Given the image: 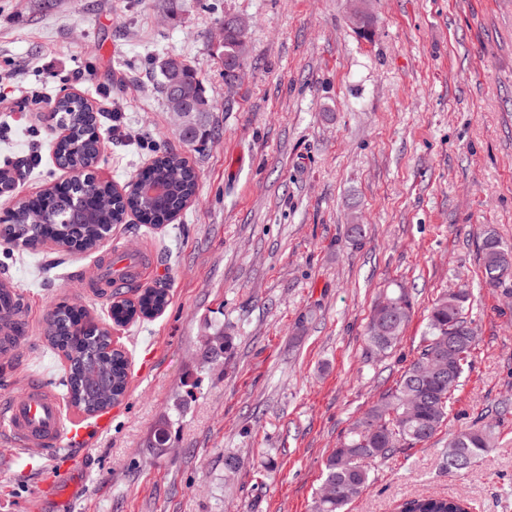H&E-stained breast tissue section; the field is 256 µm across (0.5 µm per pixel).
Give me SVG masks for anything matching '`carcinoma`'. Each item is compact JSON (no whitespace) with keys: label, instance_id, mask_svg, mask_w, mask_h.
I'll list each match as a JSON object with an SVG mask.
<instances>
[{"label":"carcinoma","instance_id":"obj_1","mask_svg":"<svg viewBox=\"0 0 512 512\" xmlns=\"http://www.w3.org/2000/svg\"><path fill=\"white\" fill-rule=\"evenodd\" d=\"M221 48L224 82L232 84L233 69L249 54L248 42L232 16L224 17ZM159 71L160 93L169 109L177 104L175 83L196 85V99L180 103L185 121L178 134L188 144L205 143L212 105L197 71L173 57L165 59ZM53 115L70 131L56 143L55 156L71 177L19 202L14 211L0 217V241L35 250L49 240L64 252L93 251L110 226L123 223L127 213L158 228L171 223L195 196L194 168L185 157L167 149L157 152L137 174L131 191L117 194L112 185L98 181L93 174L101 159L99 113L93 104L78 94H64L53 99ZM37 163L34 154L7 160L0 167V176L20 180ZM481 254L487 285L496 288L512 278V251L503 247L494 232L484 234ZM468 300L469 292L459 289L434 301L417 359L405 369L396 387L354 423L327 458L322 492L314 500L312 512H345L349 501L368 487L367 463L428 442L446 422L451 400L476 349V329L467 315ZM168 303V289L147 286L132 299L112 301V323L125 326L152 318ZM411 314L412 302L403 290L379 301L366 328L371 349L379 354L392 349ZM44 339L66 363L63 387L79 412L94 416L125 396L128 359L121 349L112 347L108 330L98 326L85 308L56 307L46 321ZM493 446V425L476 422L448 435L443 464L448 471L460 473L485 459ZM397 512H470V507L461 497L418 495L403 500Z\"/></svg>","mask_w":512,"mask_h":512}]
</instances>
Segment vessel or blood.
Here are the masks:
<instances>
[{"label": "vessel or blood", "instance_id": "vessel-or-blood-1", "mask_svg": "<svg viewBox=\"0 0 512 512\" xmlns=\"http://www.w3.org/2000/svg\"><path fill=\"white\" fill-rule=\"evenodd\" d=\"M29 332L18 289L10 277L0 278V355L13 356ZM0 433L19 451L38 448L52 454L56 447H79L86 435L81 416H64L58 397L32 381L19 395L0 402Z\"/></svg>", "mask_w": 512, "mask_h": 512}]
</instances>
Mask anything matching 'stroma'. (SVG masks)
Returning <instances> with one entry per match:
<instances>
[{"label": "stroma", "mask_w": 512, "mask_h": 512, "mask_svg": "<svg viewBox=\"0 0 512 512\" xmlns=\"http://www.w3.org/2000/svg\"><path fill=\"white\" fill-rule=\"evenodd\" d=\"M351 0H0V156L40 166L0 209L67 173L61 129L29 96L77 93L103 117L98 180L124 185L158 148L186 157L196 201L154 230L120 224L99 251L32 252L0 242V275L31 311L32 338L0 358V399L35 375L57 389L61 357L43 339L60 302L108 325L98 293L110 259H141L138 285L165 281L162 314L112 330L131 362L108 432L57 450L66 493L45 491L37 451L0 468V512H311L324 463L352 423L417 357L427 310L466 289L478 330L473 366L426 444L370 463L349 512H394L418 494L461 496L470 512H512V414L488 458L446 471L449 432L512 406V294L485 284L493 229L512 247V0H369L368 34ZM247 20L249 55L224 83L213 40ZM194 66L212 102V137L189 146L156 88L159 65ZM90 70L91 80L80 79ZM364 234L350 241L346 227ZM405 291L415 312L375 354L373 304ZM229 358H208L216 334ZM169 440L153 448L159 429ZM238 460L234 469L224 460Z\"/></svg>", "instance_id": "obj_1"}]
</instances>
